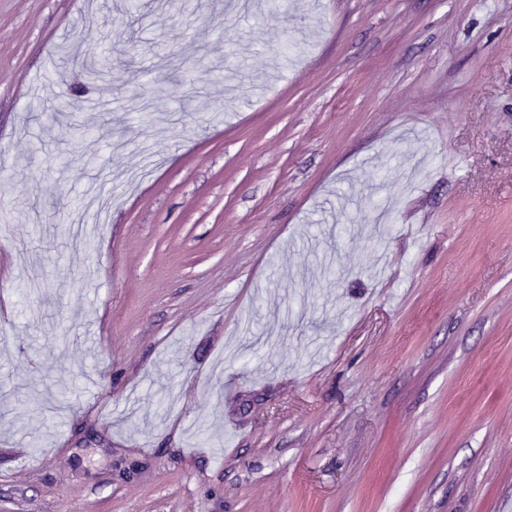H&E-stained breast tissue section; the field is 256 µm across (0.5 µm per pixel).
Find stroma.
Wrapping results in <instances>:
<instances>
[{
    "label": "stroma",
    "instance_id": "obj_1",
    "mask_svg": "<svg viewBox=\"0 0 512 512\" xmlns=\"http://www.w3.org/2000/svg\"><path fill=\"white\" fill-rule=\"evenodd\" d=\"M234 2L0 0V512H499L512 0Z\"/></svg>",
    "mask_w": 512,
    "mask_h": 512
}]
</instances>
